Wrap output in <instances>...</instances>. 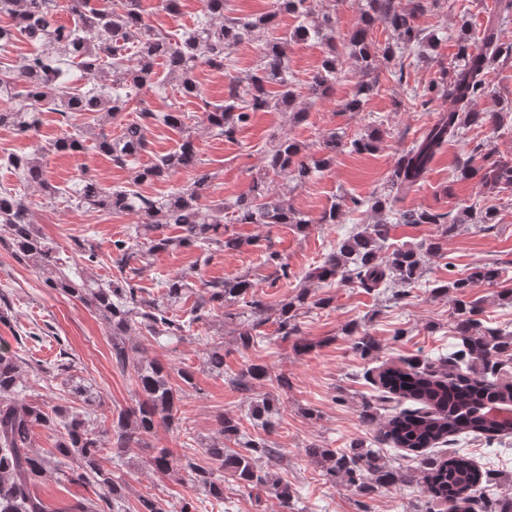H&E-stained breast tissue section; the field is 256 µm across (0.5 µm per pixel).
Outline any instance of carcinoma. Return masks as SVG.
<instances>
[{"label": "carcinoma", "mask_w": 512, "mask_h": 512, "mask_svg": "<svg viewBox=\"0 0 512 512\" xmlns=\"http://www.w3.org/2000/svg\"><path fill=\"white\" fill-rule=\"evenodd\" d=\"M369 14L344 40V51L363 72L370 70L375 52L368 39L372 19L381 17L396 35L400 53H410L424 45L432 47L436 40L424 35L416 24V11L398 8L395 0H367ZM56 0H0V14L11 17L13 24L0 26V51L10 46L16 35L38 45L17 67L0 65V127L20 132L32 130L38 113L56 112L73 132L58 139V152L79 153L87 138L116 164L133 162L147 148V133L155 124H163L181 134L178 148L137 171L135 182L166 180L182 168L199 163L198 146L186 115L174 108L153 112L143 108L136 120L126 124L120 134L112 136L105 127L148 84L154 81L155 61L164 60L170 76L179 81L180 93L197 96L193 77L195 68L205 64L224 70L234 46L244 40L258 39L274 24L278 14L292 13L299 25L290 34L266 43L261 63L245 79L233 78L224 92V103L202 101L205 127L226 139H234L237 130L251 114L290 105L295 99L294 81L288 74L287 47L291 41L313 40L326 45L321 69L307 84V95L321 97L338 80L340 53L331 36L333 22L328 15L316 17L307 0H275L274 9L259 17H235L224 14V0H205L203 18L181 41L172 43L148 25L141 14L140 0H70L74 25H58L54 20ZM512 56V41L501 40L498 29L490 25L483 35V48L475 53L467 37H460L457 64L451 76H442L424 89L427 102L443 96L456 108L439 114L436 122L403 151L389 179L391 188L403 196L423 178L428 164L447 142L459 138L467 125H493L503 122L499 112H484L479 101L486 94L489 64L501 56ZM80 70L92 79L110 81L117 93L110 94L95 87L83 91L65 85L70 68ZM279 87L273 95L267 86ZM87 120L77 123L78 117ZM342 141L331 134L323 140L326 156L320 159L302 154L301 146L286 137L273 136L267 152L268 168L276 175L303 181L327 165ZM485 164L476 169L464 161L457 170L462 179L480 175L481 186L488 197L512 188V159L484 155ZM0 165L12 169L26 187L38 188L52 197L59 193L75 207H93L106 214L135 210L144 216L137 239L112 242V264L118 274L107 282L77 276L66 271L52 243L43 238L32 223L25 196L0 191V224L8 229L3 244L20 262L45 276L46 283L97 311L107 322L112 336V360L122 370L132 369L138 387L135 405L112 413L113 437L110 456L104 457L103 443L93 421L67 407L48 411L30 399L22 384L25 360L19 354L0 347V512H48L35 492L39 483L57 470L59 461L48 459L32 447L37 427L55 429L56 451L60 458L76 462L67 479L75 484L95 483L105 496L94 501L82 499L70 506V512H109L123 502L125 485L112 477L106 462L116 463L128 448L144 442L158 423L175 421L184 397V387L193 386L194 375L184 369L180 377L184 386L170 381L169 368L157 360L130 362L127 336L140 325L150 336H181L194 323H207L217 311L229 319L239 318L246 329L238 334L239 345L247 349L255 341L256 328L272 322L282 340L297 335L296 312L309 305L326 306L331 298L313 299L301 291L283 303L275 315L268 314L264 304L254 297V284L246 276L234 280H212L195 301L189 321L174 314V307L192 292L187 276L168 279L162 292L155 296L125 275L132 261L142 262L133 269L139 274L150 265V257L158 252L196 247L206 253L236 250L242 239L225 235L224 203L204 206L203 190L210 181L207 172L196 176L193 184L166 197L153 198L127 189H105L88 179L61 192L46 177L43 154L7 153ZM389 198L375 196L366 203L352 198L354 207L368 205L373 223L349 239L339 243L324 261L307 270L304 279L322 283L335 278L361 288L393 289L399 298L406 288L418 282L423 274L419 249L397 247L383 251L389 221L386 217ZM234 221L238 224H297L307 228L284 200L276 197L259 181L251 191L234 204ZM498 210L492 206H468L453 219L448 213L432 209H413L398 213L401 224H440V238L429 243L427 250L438 251L458 224H494ZM175 225L178 236L164 234ZM508 269L497 263L477 265L464 278L450 280L434 289L438 294L455 298L454 330L457 342L446 355L434 359L417 356L401 360V365L385 366L373 382L379 393L363 402L361 421L372 428L374 441L415 453L416 465L395 466L362 439L349 443L343 450L321 448L312 444L306 454L319 468L321 476L334 483L341 480L361 497H369L381 488L417 484L424 494L423 508L414 512H431V507L444 502L448 512H512V498L487 493L492 482L490 473L457 450L432 454L438 444L450 446L461 436L496 439L512 436V421L491 423L480 414L489 401L512 405V381H502L512 359V332L489 327L480 318L482 310L466 301L467 289L476 281L497 283ZM228 303L241 304L243 312H226ZM352 350L362 357L379 350L380 344L370 333L353 330ZM208 368L224 374V348L213 345L208 353ZM269 377L267 367L248 364L232 378V384L246 392L255 383ZM74 394L90 404L101 399L92 385H72ZM279 412L268 394H255L251 417L264 428L273 425ZM217 436L205 444L203 452L212 467L203 468L191 459H182L170 448H158L146 461L156 473L188 479L218 502L224 501V476H230L239 489L252 494L264 493L277 500L280 512H291L292 491L276 476L273 466L280 449L264 438L244 440L235 416L221 413L216 419ZM233 447H228V444Z\"/></svg>", "instance_id": "cac0c4a2"}]
</instances>
